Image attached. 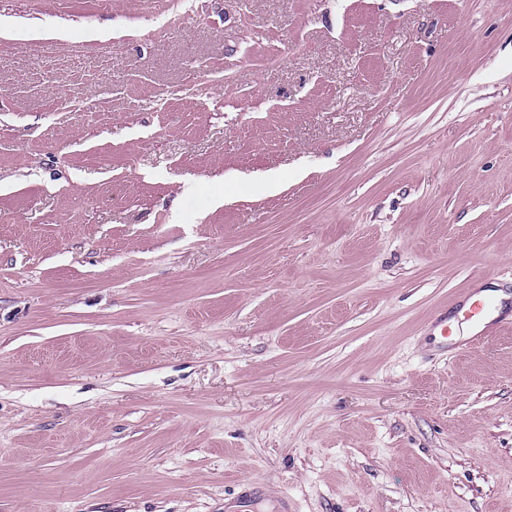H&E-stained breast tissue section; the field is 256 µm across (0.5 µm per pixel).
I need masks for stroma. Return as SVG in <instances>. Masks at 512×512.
Wrapping results in <instances>:
<instances>
[{"instance_id":"35a3bbf8","label":"stroma","mask_w":512,"mask_h":512,"mask_svg":"<svg viewBox=\"0 0 512 512\" xmlns=\"http://www.w3.org/2000/svg\"><path fill=\"white\" fill-rule=\"evenodd\" d=\"M1 43L0 512H512V325L432 334L512 299V0H0ZM466 309L468 312V319L472 321V323L482 324V329L474 333L468 339L467 344H469V346H474L483 340L485 333L487 332V328L490 324H493L496 321V318L494 319L493 317L490 322H486L496 311L497 305L495 301L490 298L474 299L467 303Z\"/></svg>"}]
</instances>
